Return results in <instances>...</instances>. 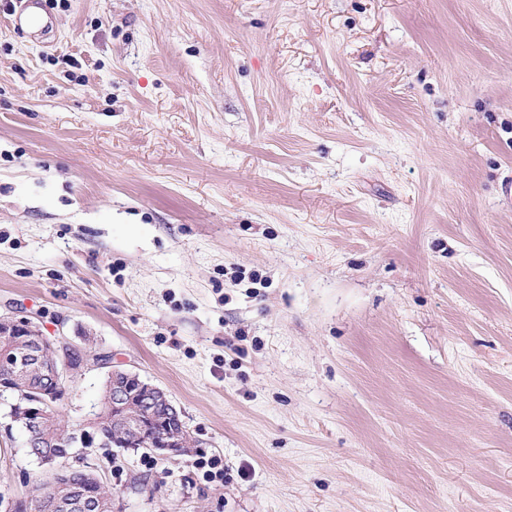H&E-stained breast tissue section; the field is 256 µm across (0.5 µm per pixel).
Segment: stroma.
Returning a JSON list of instances; mask_svg holds the SVG:
<instances>
[{"instance_id": "35a3bbf8", "label": "stroma", "mask_w": 512, "mask_h": 512, "mask_svg": "<svg viewBox=\"0 0 512 512\" xmlns=\"http://www.w3.org/2000/svg\"><path fill=\"white\" fill-rule=\"evenodd\" d=\"M5 4L0 315L224 461L97 449L114 512H512V0ZM17 8H14L11 16L12 23L16 28L23 29L24 27H38L41 23L40 17L31 8L36 3L35 0H17Z\"/></svg>"}]
</instances>
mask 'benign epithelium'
Masks as SVG:
<instances>
[{"mask_svg": "<svg viewBox=\"0 0 512 512\" xmlns=\"http://www.w3.org/2000/svg\"><path fill=\"white\" fill-rule=\"evenodd\" d=\"M19 333L33 339L41 347V350L32 353V358L49 382L59 381L72 373L95 369L112 377V422L127 431L129 439L135 443L154 442L150 427L130 421L128 410L134 407L137 400L144 403L158 397L160 388L133 372L124 371L122 375H117L112 370V363L87 353L92 347L88 336H71L60 330L46 337L40 330V324L33 318L0 316L1 336H15ZM26 402L28 412L34 418V423L24 431L29 454L36 458L51 478L73 467L86 471L89 477V483L73 490L69 498L54 500L55 507L59 512H104L109 497L104 493L105 485L96 473L92 460V449L102 446V442L82 433L60 441L57 448L43 447L42 424L49 410L54 407V397L49 390L42 388L30 394Z\"/></svg>", "mask_w": 512, "mask_h": 512, "instance_id": "7a95c632", "label": "benign epithelium"}]
</instances>
